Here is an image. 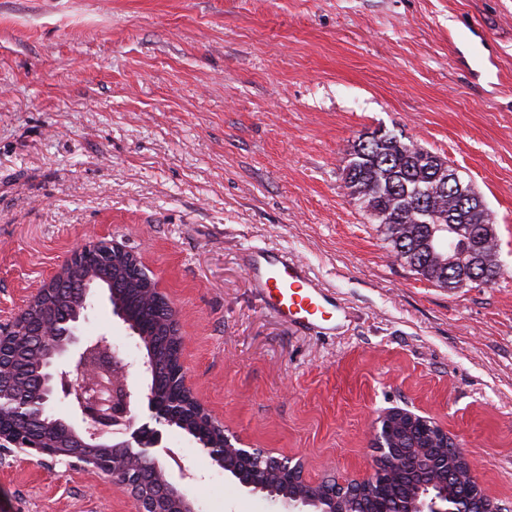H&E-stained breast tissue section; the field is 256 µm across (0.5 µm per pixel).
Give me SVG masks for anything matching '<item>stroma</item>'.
<instances>
[{"instance_id": "stroma-1", "label": "stroma", "mask_w": 512, "mask_h": 512, "mask_svg": "<svg viewBox=\"0 0 512 512\" xmlns=\"http://www.w3.org/2000/svg\"><path fill=\"white\" fill-rule=\"evenodd\" d=\"M383 130L483 196L506 275L451 291L398 261L343 188ZM140 256L181 321L196 396L231 441L317 481L370 470V431L432 418L512 502V0H0V323L95 232ZM277 247L337 293L336 335L249 287ZM78 323L131 362L137 425L195 512H285L157 424L139 339L90 291ZM196 472L179 477V465ZM0 512H134L111 477L0 452Z\"/></svg>"}]
</instances>
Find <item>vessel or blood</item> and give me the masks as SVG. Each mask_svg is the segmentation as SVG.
I'll list each match as a JSON object with an SVG mask.
<instances>
[{"instance_id": "obj_1", "label": "vessel or blood", "mask_w": 512, "mask_h": 512, "mask_svg": "<svg viewBox=\"0 0 512 512\" xmlns=\"http://www.w3.org/2000/svg\"><path fill=\"white\" fill-rule=\"evenodd\" d=\"M246 273L250 287L281 320L324 335L336 332L343 306L312 279L300 261L278 248L248 250Z\"/></svg>"}]
</instances>
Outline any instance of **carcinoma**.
Here are the masks:
<instances>
[{
  "label": "carcinoma",
  "instance_id": "1",
  "mask_svg": "<svg viewBox=\"0 0 512 512\" xmlns=\"http://www.w3.org/2000/svg\"><path fill=\"white\" fill-rule=\"evenodd\" d=\"M440 170L453 177L454 184L461 185L470 195L468 208H448L445 195L438 192L439 179L435 178ZM343 182L348 196L357 202L365 215L378 221L384 240L390 244L396 259L435 286L455 290L474 285L461 269L448 267V253L439 243L446 232L455 235V249L459 254L469 252L477 239L488 242L481 265L483 271L494 276L491 283L507 274L499 263L496 229L482 195L472 184L464 182L447 160L425 147L411 140L405 142L390 132L379 130L370 136L364 134L349 152ZM68 272L67 290L50 296L52 305L62 311L69 310L78 303L80 290L86 285L117 291L131 321L129 328L138 336L139 347L145 350V363L153 369L159 367L164 371L170 368L174 352L165 344V339L172 309L164 304L146 303L151 294V283L131 269L126 256L93 250L73 264ZM43 370V352H31L15 381L28 388ZM151 385L164 391L175 404V411L167 419L168 425L185 431L202 446L220 441V436L196 419L180 385L170 378L164 382L155 376L151 377ZM381 426L392 448H414L447 458L448 470L460 475V483L448 484V493L467 491L473 512H484V493L471 486L476 477L467 463L448 449L449 442L434 422L392 408L384 412ZM417 492L413 471L392 465L385 486L371 490V496L380 498L378 505L381 507H394L409 502ZM268 495L317 498L319 492L299 484L286 486L274 479L270 482Z\"/></svg>",
  "mask_w": 512,
  "mask_h": 512
}]
</instances>
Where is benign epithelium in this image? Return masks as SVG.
Here are the masks:
<instances>
[{"mask_svg":"<svg viewBox=\"0 0 512 512\" xmlns=\"http://www.w3.org/2000/svg\"><path fill=\"white\" fill-rule=\"evenodd\" d=\"M92 303L81 296L80 307L65 320L57 319L48 311L39 318L25 320L18 315L6 325H0V399L13 396L11 389L13 361L5 360L13 352L20 326H26L48 349L45 374L38 380L41 403L53 394L55 384H60L64 398L80 414L83 427L77 428L62 419L55 420L57 433L75 444L66 450L38 430H20L0 421V450L16 448L28 456H46L54 461L74 464L79 461L101 474L112 473V481L118 484L135 503V512H194L187 496L169 481L163 467L148 449L158 445L159 437L144 428L135 427L134 408L138 394L129 384V368L117 369L116 353L107 337L79 350L75 356L63 360L71 347L78 344L77 323ZM155 419L161 420L171 413L169 400L160 395H146ZM130 435V439L115 442L120 454L100 455L93 445L114 434ZM371 445L376 453L374 468L358 476L333 473L325 478L331 484L320 499L291 497L282 500L289 512H299L305 507L315 512H352L363 497L364 489L379 483L384 465L400 456V449L383 445L380 426L371 430ZM136 443L140 450L131 448ZM213 458L234 455L242 472L238 474L241 485L253 492L267 491L271 467L290 474L295 481H305L303 467L292 457H277L269 449L237 448L230 438L225 447L205 449ZM413 464L424 479L419 491L408 506V512H470V502L448 496V469L435 457L415 460Z\"/></svg>","mask_w":512,"mask_h":512,"instance_id":"benign-epithelium-1","label":"benign epithelium"}]
</instances>
